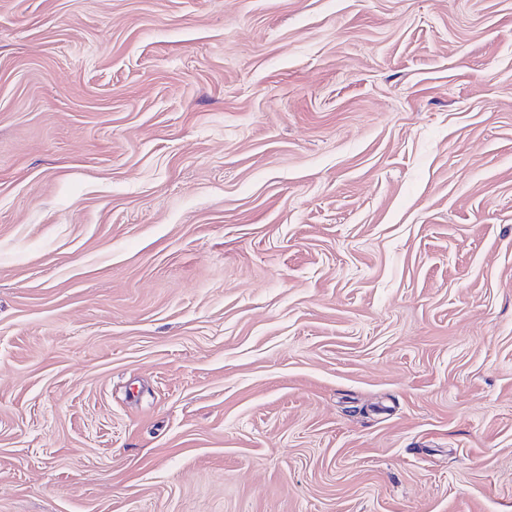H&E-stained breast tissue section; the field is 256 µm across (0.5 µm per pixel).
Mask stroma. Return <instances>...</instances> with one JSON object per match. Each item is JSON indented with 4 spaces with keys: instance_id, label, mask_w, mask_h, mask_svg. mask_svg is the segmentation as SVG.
Returning <instances> with one entry per match:
<instances>
[{
    "instance_id": "1",
    "label": "stroma",
    "mask_w": 512,
    "mask_h": 512,
    "mask_svg": "<svg viewBox=\"0 0 512 512\" xmlns=\"http://www.w3.org/2000/svg\"><path fill=\"white\" fill-rule=\"evenodd\" d=\"M0 512H512V0H0Z\"/></svg>"
}]
</instances>
